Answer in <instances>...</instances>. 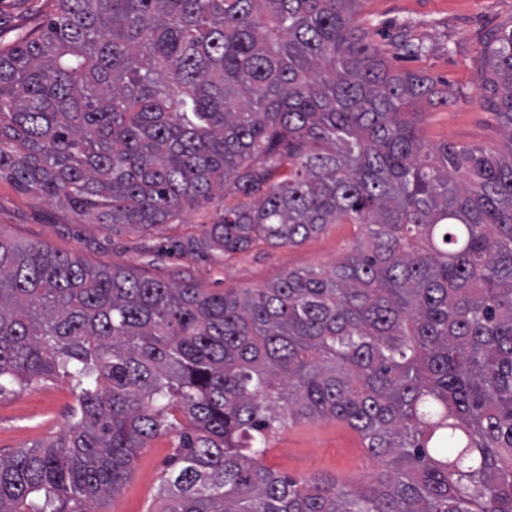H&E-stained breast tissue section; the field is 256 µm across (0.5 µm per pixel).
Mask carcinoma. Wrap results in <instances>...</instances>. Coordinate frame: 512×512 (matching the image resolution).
I'll return each instance as SVG.
<instances>
[{
    "instance_id": "cac0c4a2",
    "label": "carcinoma",
    "mask_w": 512,
    "mask_h": 512,
    "mask_svg": "<svg viewBox=\"0 0 512 512\" xmlns=\"http://www.w3.org/2000/svg\"><path fill=\"white\" fill-rule=\"evenodd\" d=\"M0 50V179L143 232L233 199L226 258L358 224L329 271L206 293L0 231V395L61 381L65 434L0 456V512H101L160 434L149 512H512V22L477 90L502 147L428 144V76L359 0H54ZM342 421L384 469L265 463L293 420Z\"/></svg>"
}]
</instances>
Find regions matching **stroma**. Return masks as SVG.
I'll return each instance as SVG.
<instances>
[{"label": "stroma", "instance_id": "obj_1", "mask_svg": "<svg viewBox=\"0 0 512 512\" xmlns=\"http://www.w3.org/2000/svg\"><path fill=\"white\" fill-rule=\"evenodd\" d=\"M53 10L51 0H0V42L39 23ZM377 42L407 28L418 55L392 58V67L431 77L448 93L447 104L422 107L421 131L428 143L492 148L502 143L499 118L484 106L476 89L479 42L512 20V0H360L355 14ZM224 210L222 199L149 233L112 230L78 217L69 208L0 179V230L23 242L76 256L94 267H116L167 282L188 281L207 292L262 288L290 270L331 268L352 253L361 237L355 224H331L297 246L258 244L226 259L214 254L183 255L173 245L205 236ZM73 398L63 383H49L0 396V455L59 437L66 429ZM172 453L170 437L149 440L132 472L101 512H148ZM266 462L278 472L306 478L322 474L340 481L369 480L381 470L359 435L335 420L290 422L269 441Z\"/></svg>", "mask_w": 512, "mask_h": 512}]
</instances>
